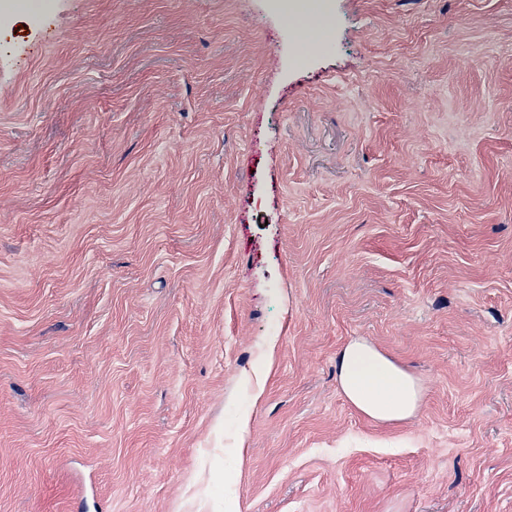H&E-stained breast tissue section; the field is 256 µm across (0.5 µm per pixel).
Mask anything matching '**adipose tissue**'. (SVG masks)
Instances as JSON below:
<instances>
[{
	"mask_svg": "<svg viewBox=\"0 0 512 512\" xmlns=\"http://www.w3.org/2000/svg\"><path fill=\"white\" fill-rule=\"evenodd\" d=\"M337 380L348 403L380 423H401L414 417L424 388L410 372L366 339L348 341L336 358Z\"/></svg>",
	"mask_w": 512,
	"mask_h": 512,
	"instance_id": "obj_1",
	"label": "adipose tissue"
}]
</instances>
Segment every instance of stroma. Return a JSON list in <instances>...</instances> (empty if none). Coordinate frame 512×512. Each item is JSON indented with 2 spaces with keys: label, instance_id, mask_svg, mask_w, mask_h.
I'll list each match as a JSON object with an SVG mask.
<instances>
[{
  "label": "stroma",
  "instance_id": "stroma-1",
  "mask_svg": "<svg viewBox=\"0 0 512 512\" xmlns=\"http://www.w3.org/2000/svg\"><path fill=\"white\" fill-rule=\"evenodd\" d=\"M328 6L0 10V512H512V0ZM277 347V339L275 336H269L266 341V360H265V368L261 371H257L254 374V382L250 387V391L252 392L253 398L255 400L260 399L264 393V383L266 379V375L268 374L270 368L274 363V357ZM336 374L348 403L376 422L407 421L424 398L421 382L364 338H353L340 349Z\"/></svg>",
  "mask_w": 512,
  "mask_h": 512
}]
</instances>
